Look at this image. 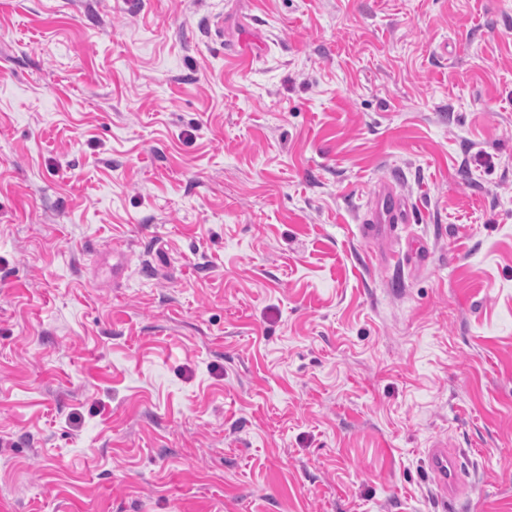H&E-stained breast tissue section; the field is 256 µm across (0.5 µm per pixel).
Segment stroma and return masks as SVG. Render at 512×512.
<instances>
[{"instance_id": "stroma-1", "label": "stroma", "mask_w": 512, "mask_h": 512, "mask_svg": "<svg viewBox=\"0 0 512 512\" xmlns=\"http://www.w3.org/2000/svg\"><path fill=\"white\" fill-rule=\"evenodd\" d=\"M1 502L512 512V0H0ZM409 202L397 194L392 186L383 185L375 193L372 207L358 226L362 239L376 245L401 239L412 221ZM430 470L437 498L443 502L454 498L462 483V472L458 459L448 456V448L430 450Z\"/></svg>"}]
</instances>
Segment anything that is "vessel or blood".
Here are the masks:
<instances>
[{
  "label": "vessel or blood",
  "mask_w": 512,
  "mask_h": 512,
  "mask_svg": "<svg viewBox=\"0 0 512 512\" xmlns=\"http://www.w3.org/2000/svg\"><path fill=\"white\" fill-rule=\"evenodd\" d=\"M409 202L397 194L392 186H381L375 193L368 214L358 226L362 239L377 245H384L386 263H399L401 253L391 243L400 239L412 221ZM430 470L436 487V496L441 501L454 498L462 482L461 466L457 458L451 457L447 449L434 448L430 451Z\"/></svg>",
  "instance_id": "vessel-or-blood-1"
}]
</instances>
